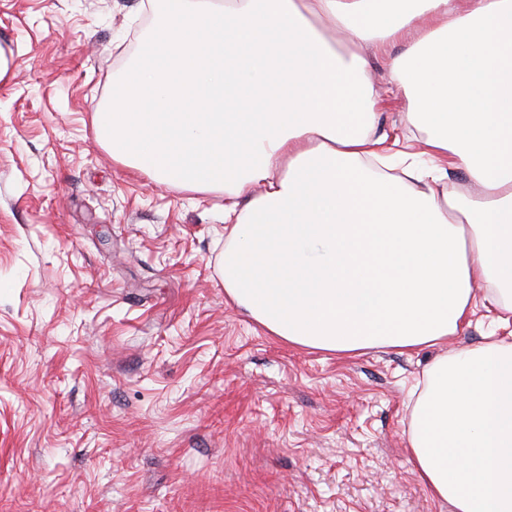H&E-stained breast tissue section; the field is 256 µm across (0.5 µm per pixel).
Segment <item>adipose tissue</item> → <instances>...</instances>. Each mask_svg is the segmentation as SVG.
I'll list each match as a JSON object with an SVG mask.
<instances>
[{"label": "adipose tissue", "instance_id": "ef3b65f1", "mask_svg": "<svg viewBox=\"0 0 512 512\" xmlns=\"http://www.w3.org/2000/svg\"><path fill=\"white\" fill-rule=\"evenodd\" d=\"M142 50L96 113L116 160L223 192L224 295L270 335L349 355L447 341L477 297L512 321V0H146ZM424 156L369 161L378 95ZM464 170L475 186L447 182ZM262 185L251 196L253 185ZM407 443L452 512H512V334L425 370Z\"/></svg>", "mask_w": 512, "mask_h": 512}]
</instances>
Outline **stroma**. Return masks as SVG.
I'll return each instance as SVG.
<instances>
[{
  "label": "stroma",
  "instance_id": "35a3bbf8",
  "mask_svg": "<svg viewBox=\"0 0 512 512\" xmlns=\"http://www.w3.org/2000/svg\"><path fill=\"white\" fill-rule=\"evenodd\" d=\"M141 0H0V512H449L413 471L435 348L283 343L224 297V195L117 161L95 112ZM405 97L386 153L419 152Z\"/></svg>",
  "mask_w": 512,
  "mask_h": 512
}]
</instances>
